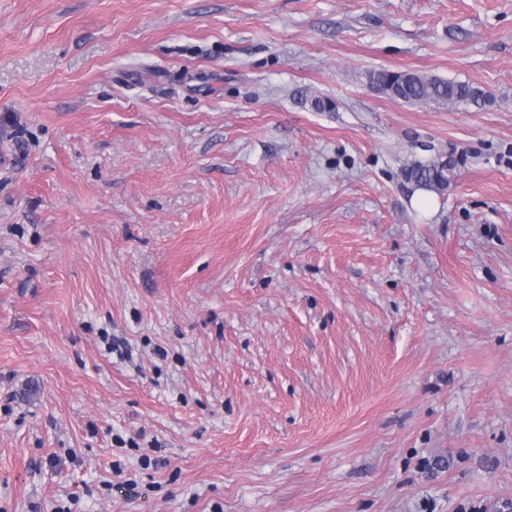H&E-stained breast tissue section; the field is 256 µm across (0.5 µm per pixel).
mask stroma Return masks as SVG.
Masks as SVG:
<instances>
[{"label":"stroma","mask_w":512,"mask_h":512,"mask_svg":"<svg viewBox=\"0 0 512 512\" xmlns=\"http://www.w3.org/2000/svg\"><path fill=\"white\" fill-rule=\"evenodd\" d=\"M62 506L512 512V0H0V512ZM369 84L407 103L445 104L481 108L489 102L481 87L412 72L371 71ZM447 171V166L440 167L438 160H432L405 168L404 176L407 180L413 181L420 189L435 191L447 184Z\"/></svg>","instance_id":"1"}]
</instances>
